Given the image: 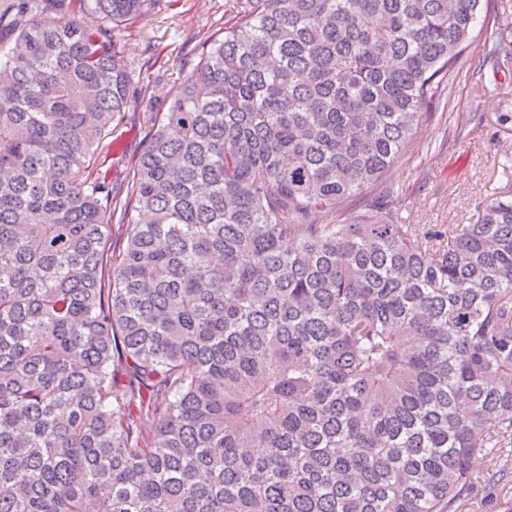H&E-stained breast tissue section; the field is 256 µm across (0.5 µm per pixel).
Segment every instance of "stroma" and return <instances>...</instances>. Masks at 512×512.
<instances>
[{"label": "stroma", "instance_id": "stroma-1", "mask_svg": "<svg viewBox=\"0 0 512 512\" xmlns=\"http://www.w3.org/2000/svg\"><path fill=\"white\" fill-rule=\"evenodd\" d=\"M236 0H147L115 40L135 85H146L155 110H165L180 68H192L204 42L234 10ZM499 17L491 36L464 50L448 89L443 117L423 124L411 148L367 194L341 204L344 215L364 211L368 197L393 188L394 205L413 224H472L492 199L512 190V0H490ZM470 121L457 131L454 118ZM461 512H512V469L486 459L477 491Z\"/></svg>", "mask_w": 512, "mask_h": 512}]
</instances>
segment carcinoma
I'll return each instance as SVG.
<instances>
[{"instance_id": "1", "label": "carcinoma", "mask_w": 512, "mask_h": 512, "mask_svg": "<svg viewBox=\"0 0 512 512\" xmlns=\"http://www.w3.org/2000/svg\"><path fill=\"white\" fill-rule=\"evenodd\" d=\"M143 2L0 3V512H459L512 459V191L474 224L339 204L481 0H239L119 199ZM123 139L126 141L128 145V153L126 157L121 158L120 155H114L112 153V159L109 160V163L112 162V181H115L114 187H116L117 192L122 190V183L127 175L128 169L131 164V160L135 157L138 151V140H132L128 135H124Z\"/></svg>"}]
</instances>
